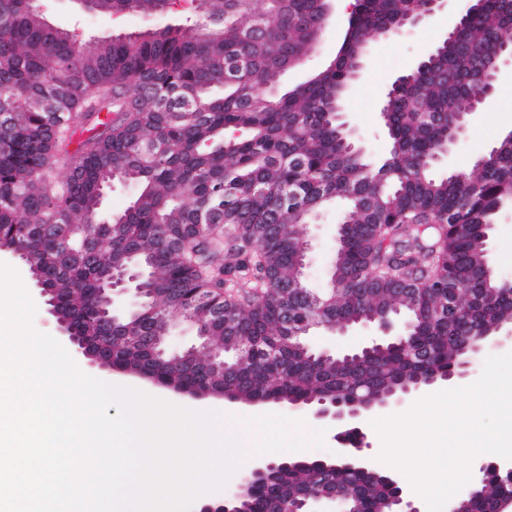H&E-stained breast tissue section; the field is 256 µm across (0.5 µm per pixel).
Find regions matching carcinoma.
<instances>
[{"label":"carcinoma","mask_w":512,"mask_h":512,"mask_svg":"<svg viewBox=\"0 0 512 512\" xmlns=\"http://www.w3.org/2000/svg\"><path fill=\"white\" fill-rule=\"evenodd\" d=\"M179 0H95L108 15L153 16ZM200 21L112 38H79L48 21L37 0H0V248L20 250L42 280L59 318L76 336H100L112 369L186 388L234 386L247 403L314 404L355 393L400 392L463 358L456 336L512 323V293L490 294L488 233L499 202L512 197V139L502 138L477 173L437 178L432 159L448 128L472 108L477 73L452 44L467 41L492 63L512 35V0H474L458 34H447L418 67L398 77L381 108L390 141L378 168L351 147L339 115L365 37L396 27L423 0H357L336 58L311 79L274 91L288 66L305 58L329 17L323 0H189ZM116 180L135 198L105 223L93 257L81 255L86 230L67 246L47 227L66 219L98 223L102 193ZM343 206L344 236L330 277L336 289L309 302L282 284L303 279L300 226L323 207ZM125 265L153 288L143 306L107 325L93 302L100 273ZM469 283L465 302L446 315L448 285ZM420 294V310L401 303L397 285ZM196 296L198 331L235 351L275 336L277 357L234 360L235 382L203 353L172 368L139 342L161 336ZM329 324L361 325L395 316L427 346V364L400 346L359 359L316 361L303 349L311 306ZM223 308L235 319L216 323ZM295 325L278 328L282 311ZM339 461L297 458L271 471L244 512H274L281 497L320 492L319 476ZM336 490L357 512H381L379 470H336ZM512 484L492 480L473 512H498Z\"/></svg>","instance_id":"1"}]
</instances>
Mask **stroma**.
<instances>
[{
    "label": "stroma",
    "instance_id": "1",
    "mask_svg": "<svg viewBox=\"0 0 512 512\" xmlns=\"http://www.w3.org/2000/svg\"><path fill=\"white\" fill-rule=\"evenodd\" d=\"M47 16L54 24L66 29H79L100 36L136 33L146 28H158L167 24L184 23L189 14L188 7L179 6L171 13L151 17L106 16L91 14L73 7L71 0H45ZM341 24H328L319 41L306 56L303 64L286 72L281 82L292 86L308 79L315 71L327 65L341 44L348 18L349 8H337ZM445 36L443 29L432 23H422L402 30L399 34L383 37L370 35L366 38L367 53L364 67L348 89L343 102V116L352 142L362 150L369 161H377L390 148L389 140L381 120V107L390 84L399 76L413 70L419 60L434 48ZM512 132V66L503 68L498 75L496 92L482 111L469 117L466 131L453 155L445 165L434 167L435 176L447 175L448 171L472 172L474 162L484 155L505 135ZM342 219V208L332 205L312 215L305 226L311 243L309 263L305 270V282L313 290L321 291L329 286V269L336 249L338 226ZM492 262L498 276L512 279V208L499 210L490 239ZM0 263L13 267L20 278L28 282L27 292L34 301L37 312L34 327L42 333L64 344L66 351L78 368L85 374L103 380L115 381L116 373L87 360L77 346L68 343L61 327L49 311V306L35 283L29 282L26 266L8 252L0 251ZM133 386L150 391L154 396L170 403L193 409L230 410L236 413H251V404L228 402L205 398L195 400L152 386L151 383L129 376Z\"/></svg>",
    "mask_w": 512,
    "mask_h": 512
}]
</instances>
